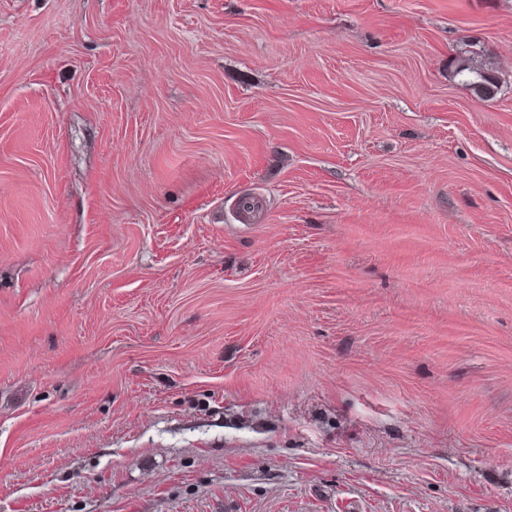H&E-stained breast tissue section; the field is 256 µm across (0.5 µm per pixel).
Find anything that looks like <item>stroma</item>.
<instances>
[{"mask_svg":"<svg viewBox=\"0 0 512 512\" xmlns=\"http://www.w3.org/2000/svg\"><path fill=\"white\" fill-rule=\"evenodd\" d=\"M0 512H512V0H0ZM449 67L456 75L469 77V85L478 98L489 99L497 93L498 76L492 67H476L470 58L464 56L451 60Z\"/></svg>","mask_w":512,"mask_h":512,"instance_id":"1","label":"stroma"}]
</instances>
